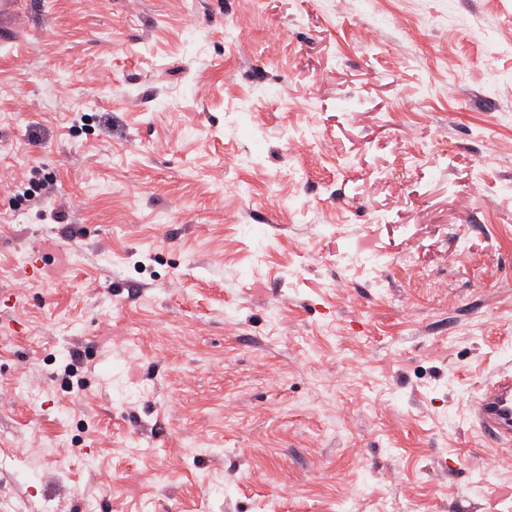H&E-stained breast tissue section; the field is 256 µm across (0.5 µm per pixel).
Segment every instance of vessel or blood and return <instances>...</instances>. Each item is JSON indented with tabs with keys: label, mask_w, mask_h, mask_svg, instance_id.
<instances>
[{
	"label": "vessel or blood",
	"mask_w": 512,
	"mask_h": 512,
	"mask_svg": "<svg viewBox=\"0 0 512 512\" xmlns=\"http://www.w3.org/2000/svg\"><path fill=\"white\" fill-rule=\"evenodd\" d=\"M33 0H0V43L18 41ZM475 425L499 444L512 443V372L498 374L479 390L472 404Z\"/></svg>",
	"instance_id": "1"
}]
</instances>
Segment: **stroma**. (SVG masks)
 I'll return each instance as SVG.
<instances>
[{
	"mask_svg": "<svg viewBox=\"0 0 512 512\" xmlns=\"http://www.w3.org/2000/svg\"><path fill=\"white\" fill-rule=\"evenodd\" d=\"M37 2L0 512H512V0ZM475 425L499 444L512 442V372L486 382L472 404Z\"/></svg>",
	"mask_w": 512,
	"mask_h": 512,
	"instance_id": "1",
	"label": "stroma"
}]
</instances>
